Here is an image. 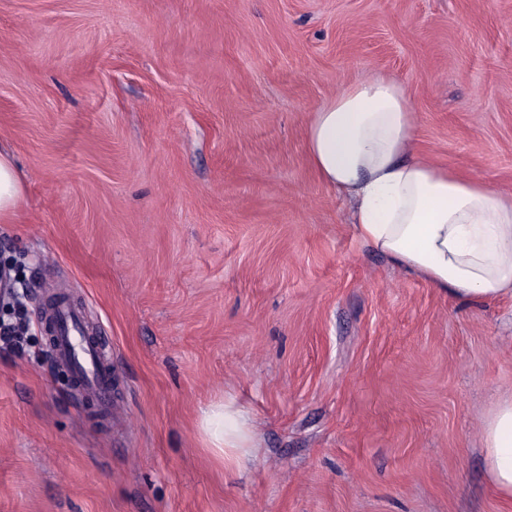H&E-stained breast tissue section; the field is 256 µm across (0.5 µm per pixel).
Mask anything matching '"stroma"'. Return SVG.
Instances as JSON below:
<instances>
[{
  "mask_svg": "<svg viewBox=\"0 0 512 512\" xmlns=\"http://www.w3.org/2000/svg\"><path fill=\"white\" fill-rule=\"evenodd\" d=\"M373 71L416 148L512 192V0H0V512H512L480 425L512 392V298L367 250L305 147ZM104 329L111 412L67 384L48 294ZM256 441L220 465L200 411ZM24 184L8 153L0 149V223H13ZM28 325L21 314V317L11 322L0 320V342L12 348H20L25 336H27ZM200 425L212 453L224 459V465L234 462L240 448L256 447L255 423L252 415L234 401L212 402L200 413Z\"/></svg>",
  "mask_w": 512,
  "mask_h": 512,
  "instance_id": "1",
  "label": "stroma"
}]
</instances>
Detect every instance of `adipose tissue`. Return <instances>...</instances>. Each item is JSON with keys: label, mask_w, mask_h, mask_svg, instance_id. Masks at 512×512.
Masks as SVG:
<instances>
[{"label": "adipose tissue", "mask_w": 512, "mask_h": 512, "mask_svg": "<svg viewBox=\"0 0 512 512\" xmlns=\"http://www.w3.org/2000/svg\"><path fill=\"white\" fill-rule=\"evenodd\" d=\"M416 114L404 86L373 72L345 84L312 114L305 140L318 178L352 205L361 244L457 299L512 297V193L441 167L415 149ZM24 184L0 150V223H12ZM212 453L232 463L255 447L250 412L234 401L200 413ZM484 466L512 501V393L481 424Z\"/></svg>", "instance_id": "ef3b65f1"}]
</instances>
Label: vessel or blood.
<instances>
[{
  "instance_id": "obj_1",
  "label": "vessel or blood",
  "mask_w": 512,
  "mask_h": 512,
  "mask_svg": "<svg viewBox=\"0 0 512 512\" xmlns=\"http://www.w3.org/2000/svg\"><path fill=\"white\" fill-rule=\"evenodd\" d=\"M57 331L52 346L58 362L69 370L80 389L109 398L112 364L105 356L102 337L88 340L81 330L85 324L82 307L63 301L53 311Z\"/></svg>"
}]
</instances>
